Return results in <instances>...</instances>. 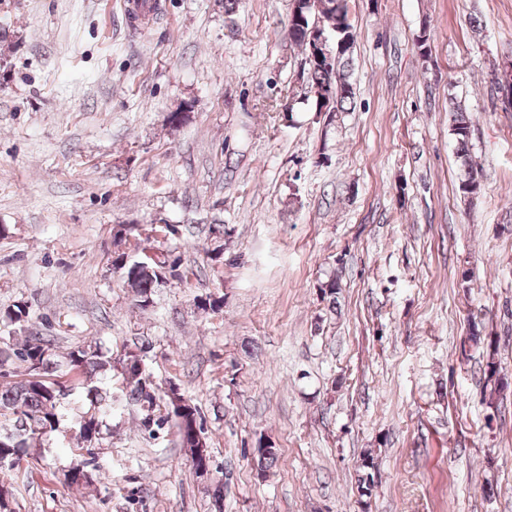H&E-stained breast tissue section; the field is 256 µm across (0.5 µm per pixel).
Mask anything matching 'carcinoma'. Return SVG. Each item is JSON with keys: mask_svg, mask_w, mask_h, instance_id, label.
<instances>
[{"mask_svg": "<svg viewBox=\"0 0 512 512\" xmlns=\"http://www.w3.org/2000/svg\"><path fill=\"white\" fill-rule=\"evenodd\" d=\"M305 22L289 20L288 37L292 44L308 57L307 31L315 25L330 28L336 43L329 46L331 60L305 64L302 73L304 94L310 98L317 91L332 94L333 111L349 112L355 102L356 91L349 79V66L353 60L356 32L349 18L348 0H304ZM448 112L451 116L452 131L457 143V153L462 159L464 175L460 179L461 199L473 203L481 193L478 181V164L469 154L470 118L466 109L448 97ZM114 237L123 241L129 237L145 236L149 239L160 233L168 237L177 233L175 226L117 224L113 227ZM180 258L169 260L162 253L153 258L144 255L139 260L131 259L121 265L119 259L111 258L112 272L117 273L131 288L135 305L146 309L153 303L155 288L170 278L180 277ZM29 311L21 301L12 308L0 312V321L6 326L26 328ZM23 369L20 381L0 385V417L12 421V429L0 432V463H17L31 456L43 445V441L64 426L65 400L73 390L83 389L90 401V407L76 415L73 426L78 431L77 447L71 450L72 461L64 473L69 485L93 484L91 469L96 467L94 449L103 439L104 416L112 410V394L101 391L97 383L109 376L112 370L120 372L126 386V397L134 401L142 413L141 425L154 436L166 426L175 429L182 442L204 434L198 424L197 407L187 404L185 411L177 412L169 394H159L151 374L147 373L140 354L135 350L126 351L114 360L106 356L101 348L92 343L80 344L60 356L55 350L53 339L48 336L29 334L21 341L14 337L0 338V376L5 377L11 368ZM486 387L483 394L487 404L495 405L508 389L498 376L495 362L487 364ZM164 404L166 414L156 415L159 404ZM258 467L263 471L274 468L278 462L277 449L271 444L255 448ZM357 491L368 504L377 483L378 469L371 451L367 450L355 462Z\"/></svg>", "mask_w": 512, "mask_h": 512, "instance_id": "1", "label": "carcinoma"}]
</instances>
